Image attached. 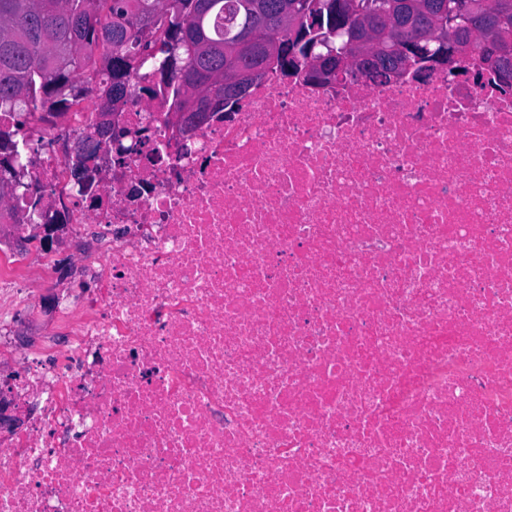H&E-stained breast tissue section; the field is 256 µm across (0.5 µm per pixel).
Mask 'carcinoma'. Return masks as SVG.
Returning <instances> with one entry per match:
<instances>
[{"instance_id":"obj_1","label":"carcinoma","mask_w":512,"mask_h":512,"mask_svg":"<svg viewBox=\"0 0 512 512\" xmlns=\"http://www.w3.org/2000/svg\"><path fill=\"white\" fill-rule=\"evenodd\" d=\"M284 1L295 5L285 19L267 8L271 0H0V112L55 111L101 51L102 109L126 102L132 75L149 61L160 84H178L175 111L185 110L188 88L206 94L216 87L222 94L212 104L216 113L251 83L255 66L283 69L292 49L306 59V46L336 27V0H276ZM381 7L371 22L380 52L372 82L383 84L390 82L386 71L402 61L387 19L403 0H381ZM467 22L457 43L487 70L491 50L470 28L493 29L501 55L490 83L502 92L512 88L501 82L503 73L512 79V0H495L489 12L475 8Z\"/></svg>"}]
</instances>
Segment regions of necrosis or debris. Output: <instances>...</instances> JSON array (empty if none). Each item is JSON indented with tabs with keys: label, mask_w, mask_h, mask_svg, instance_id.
<instances>
[{
	"label": "necrosis or debris",
	"mask_w": 512,
	"mask_h": 512,
	"mask_svg": "<svg viewBox=\"0 0 512 512\" xmlns=\"http://www.w3.org/2000/svg\"><path fill=\"white\" fill-rule=\"evenodd\" d=\"M103 81L0 112L14 236L94 283L0 387V512H512V94L269 69L182 131L135 93L79 183ZM54 266L0 262V312Z\"/></svg>",
	"instance_id": "4bbe7bcc"
}]
</instances>
